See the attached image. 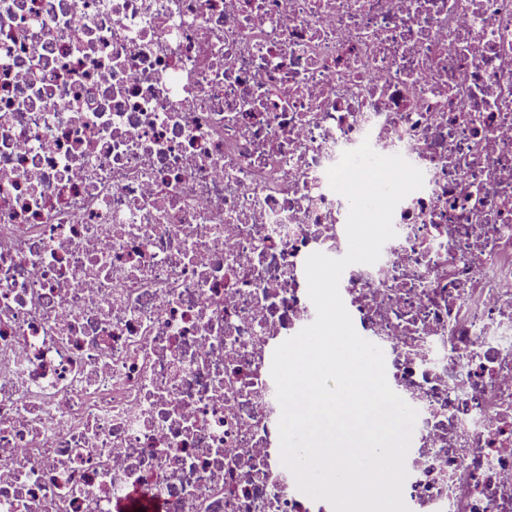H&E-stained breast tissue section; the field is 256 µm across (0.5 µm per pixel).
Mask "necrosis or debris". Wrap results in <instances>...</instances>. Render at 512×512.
Returning a JSON list of instances; mask_svg holds the SVG:
<instances>
[{
    "label": "necrosis or debris",
    "instance_id": "obj_1",
    "mask_svg": "<svg viewBox=\"0 0 512 512\" xmlns=\"http://www.w3.org/2000/svg\"><path fill=\"white\" fill-rule=\"evenodd\" d=\"M422 189L343 272L410 512H512V0H0V512H332L278 345L362 142Z\"/></svg>",
    "mask_w": 512,
    "mask_h": 512
}]
</instances>
